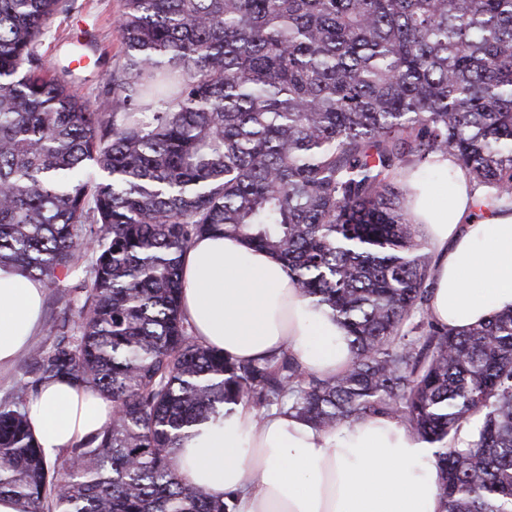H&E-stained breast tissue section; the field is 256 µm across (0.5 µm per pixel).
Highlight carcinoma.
Segmentation results:
<instances>
[{"instance_id":"1","label":"carcinoma","mask_w":512,"mask_h":512,"mask_svg":"<svg viewBox=\"0 0 512 512\" xmlns=\"http://www.w3.org/2000/svg\"><path fill=\"white\" fill-rule=\"evenodd\" d=\"M71 0H0V267L54 285L31 386L112 400L52 465L0 399V496L21 512H233L188 484L183 432L247 402L334 431L391 416L435 446L445 512H512V312L451 333L402 171L451 153L512 200V0H122L99 112L38 54ZM239 234L349 335L348 368L238 363L181 316V257ZM477 439L457 447L463 423Z\"/></svg>"}]
</instances>
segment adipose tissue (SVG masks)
Instances as JSON below:
<instances>
[{
	"label": "adipose tissue",
	"instance_id": "ef3b65f1",
	"mask_svg": "<svg viewBox=\"0 0 512 512\" xmlns=\"http://www.w3.org/2000/svg\"><path fill=\"white\" fill-rule=\"evenodd\" d=\"M445 181L404 172L407 203L432 257L428 312L457 333L512 310V202L477 185L454 156L437 158ZM180 310L200 343L236 361L287 352L309 374L333 377L350 361L348 333L299 295L281 260L241 236L197 238L182 259ZM41 281L0 268V368L41 329ZM28 421L46 462L112 420L106 397L70 382L39 385ZM186 481L234 512H444L433 447L398 420L370 417L333 432L288 410L240 402L190 429L177 452Z\"/></svg>",
	"mask_w": 512,
	"mask_h": 512
}]
</instances>
